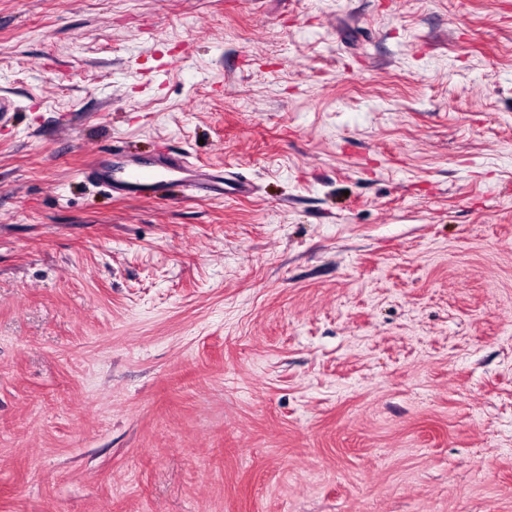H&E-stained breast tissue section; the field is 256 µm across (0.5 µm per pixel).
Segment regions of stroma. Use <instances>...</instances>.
Masks as SVG:
<instances>
[{"instance_id":"stroma-1","label":"stroma","mask_w":512,"mask_h":512,"mask_svg":"<svg viewBox=\"0 0 512 512\" xmlns=\"http://www.w3.org/2000/svg\"><path fill=\"white\" fill-rule=\"evenodd\" d=\"M0 95V512H512V0H0ZM107 160H101L98 155L95 160L82 169L83 175L95 179L103 187L112 190L119 188L130 199L167 198L162 187L167 181L159 179L156 171L143 164L113 163L106 166Z\"/></svg>"}]
</instances>
